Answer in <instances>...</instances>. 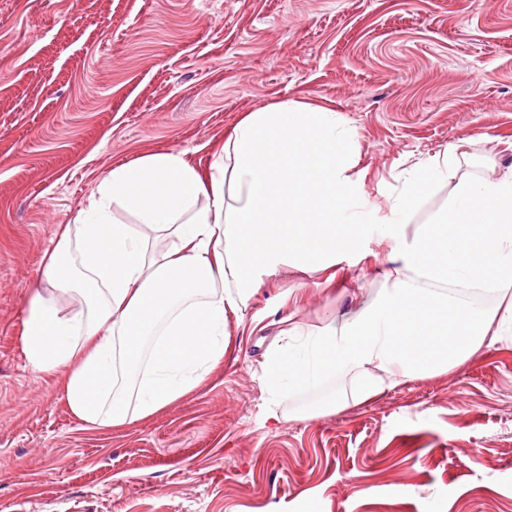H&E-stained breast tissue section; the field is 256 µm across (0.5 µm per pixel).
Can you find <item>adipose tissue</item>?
Masks as SVG:
<instances>
[{"instance_id":"adipose-tissue-1","label":"adipose tissue","mask_w":512,"mask_h":512,"mask_svg":"<svg viewBox=\"0 0 512 512\" xmlns=\"http://www.w3.org/2000/svg\"><path fill=\"white\" fill-rule=\"evenodd\" d=\"M357 150L335 111L278 102L237 121L208 176L175 150L114 167L43 257L22 335L33 371L66 370L67 406L90 429L178 401L223 361L228 316L255 293L256 269L322 266L362 244L375 215L349 174ZM458 150L419 165L427 181L457 182L435 220L408 229L418 190L392 201L378 232L394 243L383 288L319 331L295 325L269 342L270 393L341 378L329 402L340 410L512 335V167L460 181ZM468 287L497 305H475Z\"/></svg>"}]
</instances>
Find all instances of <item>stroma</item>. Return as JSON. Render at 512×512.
I'll use <instances>...</instances> for the list:
<instances>
[{
  "label": "stroma",
  "instance_id": "35a3bbf8",
  "mask_svg": "<svg viewBox=\"0 0 512 512\" xmlns=\"http://www.w3.org/2000/svg\"><path fill=\"white\" fill-rule=\"evenodd\" d=\"M355 130L377 218L403 174L459 145V177L512 166V0H0V512H512V337L447 373L322 410L272 398L284 319L313 330L382 285L390 241L331 271H258L224 361L160 414L88 429L65 372L21 347L41 261L113 167H200L278 101Z\"/></svg>",
  "mask_w": 512,
  "mask_h": 512
}]
</instances>
